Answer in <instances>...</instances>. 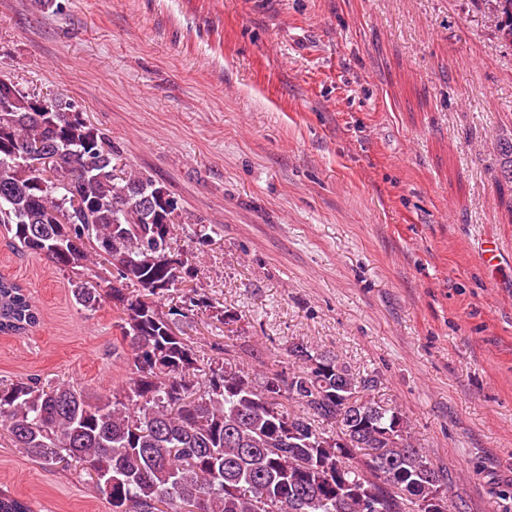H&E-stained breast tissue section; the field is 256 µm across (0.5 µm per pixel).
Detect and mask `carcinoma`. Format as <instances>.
Listing matches in <instances>:
<instances>
[{"mask_svg": "<svg viewBox=\"0 0 512 512\" xmlns=\"http://www.w3.org/2000/svg\"><path fill=\"white\" fill-rule=\"evenodd\" d=\"M512 40V0H494ZM0 231L21 253L71 273L75 303L110 302L127 345L122 383L94 396L70 382L0 383V427L15 448L53 466L112 474V512H448V479L412 442L396 406L368 397L374 376L328 353L291 350L288 369L245 370L229 349L205 363L180 336L197 308L221 324L236 315L195 287L163 312L158 300L197 276L161 222L178 201L156 180L118 168L112 143L60 95L43 101L0 78ZM512 183V138L497 143ZM96 278L112 283L101 292ZM32 297L0 277V333L40 324ZM293 404L289 409L286 404ZM333 421V433L322 424ZM0 512H33L0 490Z\"/></svg>", "mask_w": 512, "mask_h": 512, "instance_id": "obj_1", "label": "carcinoma"}]
</instances>
